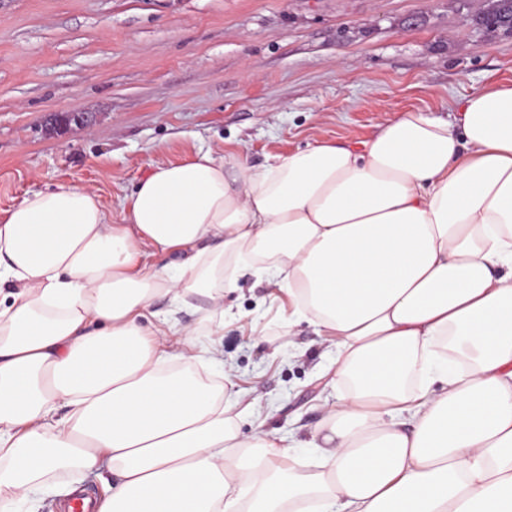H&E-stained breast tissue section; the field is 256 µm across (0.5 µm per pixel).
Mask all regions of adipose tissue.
<instances>
[{
	"mask_svg": "<svg viewBox=\"0 0 512 512\" xmlns=\"http://www.w3.org/2000/svg\"><path fill=\"white\" fill-rule=\"evenodd\" d=\"M448 111L260 166L201 150L116 214L63 184L1 213L0 512L94 471V512H512V84ZM242 264L335 348L313 468L195 370ZM205 306L206 304L201 298L188 296L179 315L181 321L202 331L206 327V322L202 321L203 313L200 309H203Z\"/></svg>",
	"mask_w": 512,
	"mask_h": 512,
	"instance_id": "obj_1",
	"label": "adipose tissue"
}]
</instances>
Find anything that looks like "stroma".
Returning <instances> with one entry per match:
<instances>
[{
  "mask_svg": "<svg viewBox=\"0 0 512 512\" xmlns=\"http://www.w3.org/2000/svg\"><path fill=\"white\" fill-rule=\"evenodd\" d=\"M483 0H0V212L59 184L120 210L153 165L225 147L261 164L441 116L512 83ZM88 112L87 124L67 122ZM224 299V368L265 431L308 439L333 351L252 270Z\"/></svg>",
  "mask_w": 512,
  "mask_h": 512,
  "instance_id": "35a3bbf8",
  "label": "stroma"
}]
</instances>
